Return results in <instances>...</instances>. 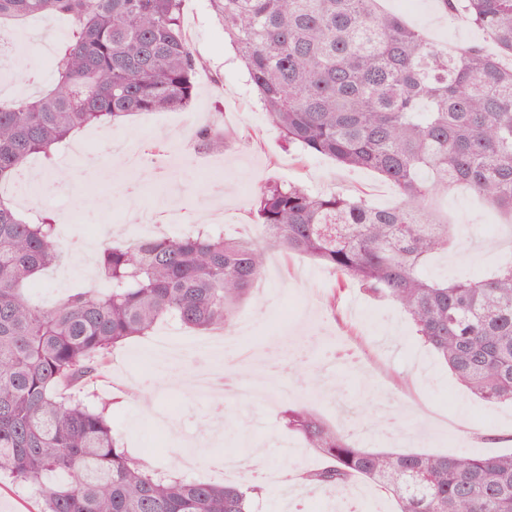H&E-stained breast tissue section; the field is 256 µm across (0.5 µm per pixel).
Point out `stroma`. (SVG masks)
I'll use <instances>...</instances> for the list:
<instances>
[{
	"label": "stroma",
	"mask_w": 512,
	"mask_h": 512,
	"mask_svg": "<svg viewBox=\"0 0 512 512\" xmlns=\"http://www.w3.org/2000/svg\"><path fill=\"white\" fill-rule=\"evenodd\" d=\"M441 45L497 46L464 15H448L437 0H381ZM184 28L207 69L196 77L192 111H163L131 117L112 128L80 133L89 152L67 148L53 168L40 159L27 162L18 177L0 190L21 210L32 205L68 209L76 222L68 237L84 242L89 234L122 242L140 234L158 215L179 210L171 233L218 216L225 233L258 235L257 193L268 182H294L315 192L340 190L375 207L396 201L392 186L368 170H350L324 156H300L288 150L268 121L248 74L224 36L209 0H184ZM217 122L232 137L223 153L196 147L193 130ZM136 146L138 167L129 155L105 156L106 138ZM434 209L462 227L463 246L436 256L430 277L453 280L475 270H490L512 242V230L472 190L459 187L437 196ZM89 272L81 252L49 268L31 295L50 304L86 287ZM336 277L308 257L271 253L254 299L243 304L237 320H251L256 358L241 366L235 392L220 397L192 388L199 367H218L243 346L235 331L224 334V351L183 350L174 356L154 345L168 333L197 340L198 335L171 322L153 335L128 340L114 349L94 387L98 395L117 398L112 417L127 452L152 468L177 469L186 452L200 460L198 479L227 483L221 462L240 448L261 453L262 465L282 470L254 504L255 512H330L321 495L302 493L285 500L283 489L298 484V472L320 467V458L288 431L282 416L304 405L353 440L367 439L366 426L388 410L399 423L394 435L378 439L381 448L430 455L466 452L484 455L512 451V405H489L453 380L434 352L416 339L403 311L366 295L357 285L343 291L335 308L325 300Z\"/></svg>",
	"instance_id": "obj_1"
}]
</instances>
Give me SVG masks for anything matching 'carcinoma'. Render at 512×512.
<instances>
[{
	"instance_id": "carcinoma-1",
	"label": "carcinoma",
	"mask_w": 512,
	"mask_h": 512,
	"mask_svg": "<svg viewBox=\"0 0 512 512\" xmlns=\"http://www.w3.org/2000/svg\"><path fill=\"white\" fill-rule=\"evenodd\" d=\"M269 121L288 149L367 169L399 201L369 205L340 190L260 187L262 237L216 225L186 234L108 243L97 265L110 289H82L50 307L25 290L62 257L58 217L23 212L0 196V474L37 487L41 512H249L265 487L218 485L151 472L112 431L109 400L87 387L116 346L162 320L227 330L262 276L267 251L299 254L344 288L403 309L416 335L458 382L492 403L512 402V256L491 274L438 282L427 261L448 249L451 224L428 212L433 194L466 185L512 215V0H441L496 44L448 49L377 0H209ZM183 0H0L3 24L71 20L49 88L0 99V183L33 155L48 165L76 132L134 114L186 110L207 67L183 28ZM194 143L224 152L215 123ZM285 426L325 465L309 490L339 494L353 477L390 493L398 512H512V452L431 456L371 450L308 409Z\"/></svg>"
}]
</instances>
